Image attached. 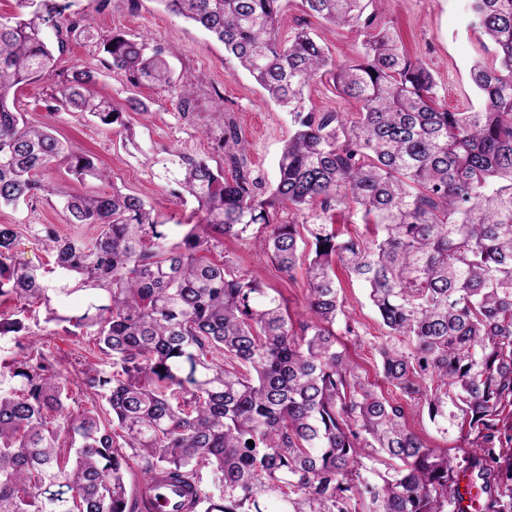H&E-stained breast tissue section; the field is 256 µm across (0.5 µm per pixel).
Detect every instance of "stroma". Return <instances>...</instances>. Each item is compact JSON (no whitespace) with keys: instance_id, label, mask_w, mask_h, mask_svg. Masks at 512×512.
Returning a JSON list of instances; mask_svg holds the SVG:
<instances>
[{"instance_id":"obj_1","label":"stroma","mask_w":512,"mask_h":512,"mask_svg":"<svg viewBox=\"0 0 512 512\" xmlns=\"http://www.w3.org/2000/svg\"><path fill=\"white\" fill-rule=\"evenodd\" d=\"M70 3V13L87 16L100 35L123 31L161 49L175 78L191 84L193 98L190 110L184 112L167 91L131 87L123 73L109 69L107 56L96 42L70 34L57 54L59 68L76 65L96 71L93 96L110 101L121 110L123 122L107 126L87 114L48 109L45 99L51 92V80L22 86L17 105L26 120L52 128L78 151L93 157L98 167L109 174L105 181L79 182L66 166L59 165L50 174L52 181L84 195H97L115 187L138 195L151 203L160 221L168 224H198L203 219L194 202L176 198V186L165 173V164L179 157L207 160L228 176L240 166L262 188L274 184L278 159L293 133L290 117L238 67L222 43L170 13L160 0H108L103 6L98 0ZM373 10L378 18L395 27L407 54L428 65L449 110L466 112L477 106L470 68L474 62L491 61L492 55L480 33L471 26L470 0H375ZM302 28L316 34L337 60L355 57L366 38L362 25L331 26L306 15L301 0H288L279 36L288 38ZM133 96L146 104V111L128 110L127 100ZM231 124L247 143L244 156L235 163L230 162L223 148L224 133ZM0 224L17 225L15 256L18 261L33 265L54 261L35 234L34 225H55L64 237L91 233L87 226L69 223L57 200L46 196L15 209L0 210ZM224 255L267 291L282 294L292 313L303 311L308 288L303 270L285 276L270 255L248 241H225ZM337 277L339 297L357 331L356 336L342 337L341 347L365 379L385 395H393V388L383 380L379 361V349L389 341L387 331L362 285L342 271ZM27 323L28 335L0 338V357L11 358L34 344L69 366L105 364L106 358L92 337L73 336L63 327L46 322L43 308L34 307ZM405 407L409 428L428 445L448 452L458 463L471 454L477 433L467 422L456 420L448 433L440 434L426 406L409 401Z\"/></svg>"}]
</instances>
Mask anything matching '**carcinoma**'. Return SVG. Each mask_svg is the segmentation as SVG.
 Returning a JSON list of instances; mask_svg holds the SVG:
<instances>
[{
    "mask_svg": "<svg viewBox=\"0 0 512 512\" xmlns=\"http://www.w3.org/2000/svg\"><path fill=\"white\" fill-rule=\"evenodd\" d=\"M222 42L240 67L285 108L295 132L270 191L237 170L227 178L182 156L168 170L205 213L202 224H161L141 197L117 189L77 194L36 179L64 163L102 179L87 155L31 125L18 87L59 76L52 100L104 125L121 112L90 93L97 75L57 73L47 29L62 33L63 0H16L0 16V208L40 194L86 238L36 234L53 267L20 263L16 225L0 224V305L90 331L112 371H61L39 353L0 359V512H149L161 480L185 490L184 512H448L456 464L406 424L403 404L362 379L339 335L355 336L335 265L367 289L389 336L384 381L428 408L446 433L459 417L484 426L512 406V0H471L473 25L493 45L471 79L481 102L452 112L423 62L373 12L372 0H302L305 13L367 29L357 58L333 61L301 29L282 40L283 0H160ZM109 68L135 87L164 89L188 109L189 84L162 52L115 33ZM359 105L356 117L306 109L323 75ZM355 203L368 235L332 224H275L274 213ZM251 240L281 272L306 265L305 315L213 252ZM94 290L80 316L66 299ZM105 399L110 417L73 413L75 393ZM487 432L465 460L491 506L499 485ZM254 445H248V441ZM387 459L380 481L365 461ZM139 469V493L126 476Z\"/></svg>",
    "mask_w": 512,
    "mask_h": 512,
    "instance_id": "1",
    "label": "carcinoma"
}]
</instances>
